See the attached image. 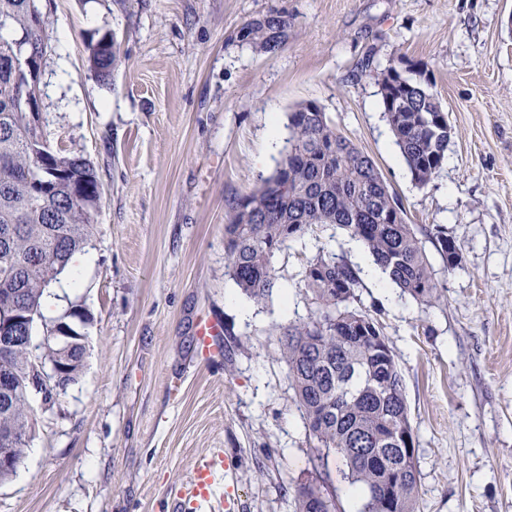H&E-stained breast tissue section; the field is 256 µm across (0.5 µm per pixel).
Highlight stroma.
Segmentation results:
<instances>
[{
	"mask_svg": "<svg viewBox=\"0 0 512 512\" xmlns=\"http://www.w3.org/2000/svg\"><path fill=\"white\" fill-rule=\"evenodd\" d=\"M40 83L53 149L95 166L103 194L54 312L88 314L78 380L43 409L0 512H173L195 465L221 451L239 512H293L315 446L278 358L282 325L312 316L300 278L319 250L364 269L362 244L318 226L274 258L281 283L249 303L224 274V226L269 177L288 114L317 104L375 162L407 221L461 248L426 251L441 302L364 280L401 372L419 472L416 512H512V0H47ZM266 27L256 38L254 24ZM120 47L111 82L86 42ZM421 72L451 136L418 185L371 69ZM207 319L240 348L204 354ZM424 235L434 244L438 254L442 259L444 268H454L457 264H452L450 260L451 254L454 253L450 249L454 248V246H451L449 243L453 242L459 249L460 247L454 238H448V232L445 231L443 225L432 224L431 227L425 229Z\"/></svg>",
	"mask_w": 512,
	"mask_h": 512,
	"instance_id": "obj_1",
	"label": "stroma"
}]
</instances>
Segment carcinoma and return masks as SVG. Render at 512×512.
Masks as SVG:
<instances>
[{
	"mask_svg": "<svg viewBox=\"0 0 512 512\" xmlns=\"http://www.w3.org/2000/svg\"><path fill=\"white\" fill-rule=\"evenodd\" d=\"M0 294H16L23 308L41 314L43 297L71 256L89 243L102 188L93 164L81 155L53 151L24 105L25 76L14 45L46 52L48 21L33 20L29 0H0ZM111 36L87 41L93 75L106 81L119 62ZM382 104L397 145L417 184L436 175L448 148V118L436 95L392 66L375 70ZM290 149L260 187L239 199L224 225V267L240 291L256 303L276 287L273 259L288 242L312 227L332 224L360 241L374 263L401 291L431 307L441 293L424 243L406 222L404 206L373 160L309 103L288 115ZM425 236L444 268H452L451 243L443 225ZM301 282L316 311L304 322L282 327L281 359L289 388L309 434L314 460L327 464L340 454L346 478L363 499L358 512H415L418 470L397 440L413 435L401 373L381 325L353 306L361 286L358 269L331 251L302 271ZM34 322L18 325L19 343L0 372L26 381V337ZM14 429L13 457L24 458L29 435L27 405L16 401L0 428ZM293 512H336V499L316 484L295 490Z\"/></svg>",
	"mask_w": 512,
	"mask_h": 512,
	"instance_id": "1",
	"label": "carcinoma"
}]
</instances>
